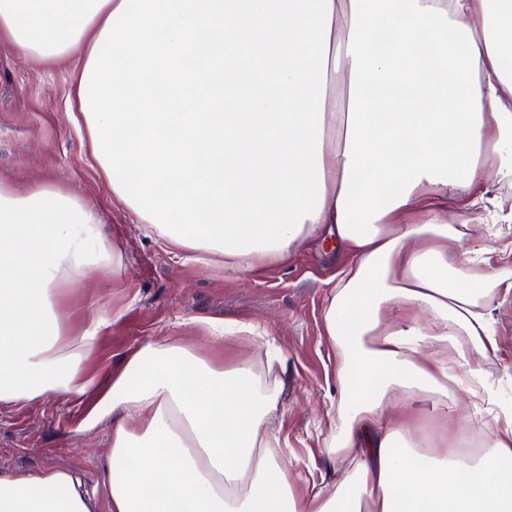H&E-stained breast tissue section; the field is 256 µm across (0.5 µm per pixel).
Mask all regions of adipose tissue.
I'll return each mask as SVG.
<instances>
[{
  "instance_id": "adipose-tissue-1",
  "label": "adipose tissue",
  "mask_w": 512,
  "mask_h": 512,
  "mask_svg": "<svg viewBox=\"0 0 512 512\" xmlns=\"http://www.w3.org/2000/svg\"><path fill=\"white\" fill-rule=\"evenodd\" d=\"M0 31L32 59L83 47L95 160L171 246L249 274L325 229L350 255L323 311L328 491L284 466L277 393L250 365L150 342L98 383L110 319L66 334L57 287L122 255L77 196L0 183V403L112 422L101 496L74 468L0 470V512H512V410L480 368L512 269L476 227L512 163V0H0ZM453 362L484 445L416 449L391 397L447 401Z\"/></svg>"
}]
</instances>
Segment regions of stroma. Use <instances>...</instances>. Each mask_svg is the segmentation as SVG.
<instances>
[{
    "label": "stroma",
    "instance_id": "1",
    "mask_svg": "<svg viewBox=\"0 0 512 512\" xmlns=\"http://www.w3.org/2000/svg\"><path fill=\"white\" fill-rule=\"evenodd\" d=\"M81 56L77 50L63 60H32L0 35V182L19 192L44 183L73 193L100 212L122 254L118 274L90 276L59 298L74 333L92 318L83 309L86 300L121 313L89 360L90 372L107 380L124 355L150 340L213 354L216 348L203 327L207 321L259 325L286 357L276 373L281 388L276 422L288 438L283 462L306 474L317 426L336 396V355L323 309L330 281L348 254L337 250L335 241L315 237L287 261L247 275L226 269L220 255L207 263L186 261L113 200L89 136L71 113ZM493 320L498 350L485 364V376L512 405V294L494 300ZM411 407L421 424L447 433L449 443L460 441L458 426L469 411L464 388L453 389L447 403L418 396ZM81 412L56 397L25 407L0 404V469L76 465L90 485L99 484L97 459L110 428L72 435Z\"/></svg>",
    "mask_w": 512,
    "mask_h": 512
}]
</instances>
